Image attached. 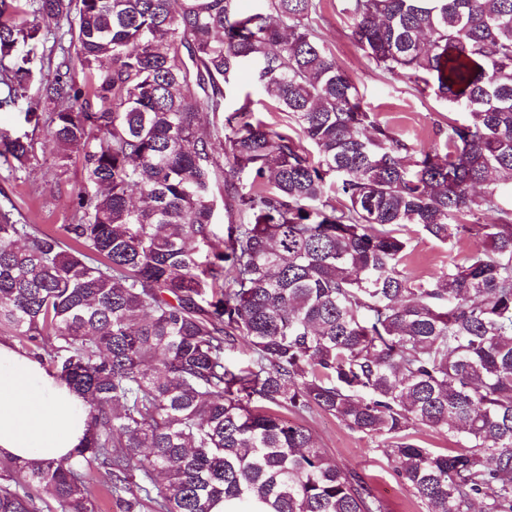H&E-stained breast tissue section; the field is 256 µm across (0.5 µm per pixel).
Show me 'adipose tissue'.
Listing matches in <instances>:
<instances>
[{
	"label": "adipose tissue",
	"instance_id": "1",
	"mask_svg": "<svg viewBox=\"0 0 512 512\" xmlns=\"http://www.w3.org/2000/svg\"><path fill=\"white\" fill-rule=\"evenodd\" d=\"M86 431L83 400L38 360L0 342V458L58 460Z\"/></svg>",
	"mask_w": 512,
	"mask_h": 512
}]
</instances>
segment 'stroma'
<instances>
[{
  "label": "stroma",
  "instance_id": "1",
  "mask_svg": "<svg viewBox=\"0 0 512 512\" xmlns=\"http://www.w3.org/2000/svg\"><path fill=\"white\" fill-rule=\"evenodd\" d=\"M351 25L344 0H321L313 27L355 82L364 106L378 113L396 134L416 145L437 142L438 129L447 125L454 106L436 98L432 90H421L408 75H392L375 68L353 42ZM233 84L235 93L230 107H237L248 97L256 116L286 123V114L274 111L269 98L257 87L251 67L238 71ZM30 135L34 152L25 168L13 175L0 169V208L14 206L15 216L22 223L54 232L75 220L73 198L84 183L81 158L74 151L68 159H58L47 126L32 129ZM481 246L475 238L444 244L420 234L412 240L405 269L410 276L425 279ZM302 422L337 465L356 472L372 487L387 512H426L425 505L394 475L375 442L319 410L304 415Z\"/></svg>",
  "mask_w": 512,
  "mask_h": 512
}]
</instances>
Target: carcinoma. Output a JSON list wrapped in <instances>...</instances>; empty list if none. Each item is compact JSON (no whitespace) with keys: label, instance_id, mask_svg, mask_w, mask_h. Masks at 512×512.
I'll list each match as a JSON object with an SVG mask.
<instances>
[{"label":"carcinoma","instance_id":"obj_1","mask_svg":"<svg viewBox=\"0 0 512 512\" xmlns=\"http://www.w3.org/2000/svg\"><path fill=\"white\" fill-rule=\"evenodd\" d=\"M20 2L0 0V107L73 12L92 94L64 59L46 94L69 106L24 109L86 182L61 235L0 209V327L89 409L67 459H0V512H96L94 471L119 512H385L281 416L313 409L381 444L427 512H512V0H347L370 63L467 114L420 148L364 109L320 0ZM246 65L291 129L226 107ZM33 151L0 133L11 171ZM420 232L485 246L416 279Z\"/></svg>","mask_w":512,"mask_h":512}]
</instances>
